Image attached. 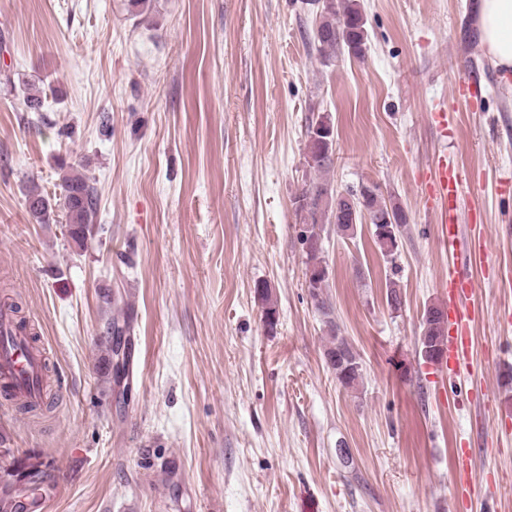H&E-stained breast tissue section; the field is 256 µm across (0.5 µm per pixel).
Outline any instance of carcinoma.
I'll use <instances>...</instances> for the list:
<instances>
[{"mask_svg":"<svg viewBox=\"0 0 512 512\" xmlns=\"http://www.w3.org/2000/svg\"><path fill=\"white\" fill-rule=\"evenodd\" d=\"M368 31L366 19L352 0H321V9L316 19V27L313 35V44L320 61L328 64L342 50L348 51L357 58H362L367 50ZM323 117L319 116L309 123L307 128V153L306 161L309 170L315 173V177L304 182L299 193L293 201L310 199L312 207L307 213L302 209L295 210V216L302 225L299 233L300 242H305V237L320 238L324 231V225L334 224L336 230L346 237L357 235L354 227L363 224L362 219L357 223H351L347 215H336L334 210L328 209V205L321 204L319 192L329 186L324 179L334 163V156L328 154V136L321 132L320 123ZM62 190L64 207L66 211L68 234L72 241L80 248L85 247L91 233L98 211L97 190L76 169L65 174L62 178ZM30 215L38 224H48L52 220L53 207L49 199L37 190L30 191L25 199ZM360 207L366 211L369 223L374 231V243L385 256H394L398 249V242L392 241L381 234V229L388 224L387 218L392 216L400 225L407 224V216L401 207L388 210L386 207L377 206V193L370 192L363 195V203ZM306 271L313 273L321 270L325 259L322 256L323 249L309 247L305 249ZM329 277L325 276L316 280L311 286V298L315 308L328 317L331 336L325 356L329 357L339 351L343 354L344 365L340 367L343 376L338 382L346 389L356 390L362 379V365L359 356L354 351L347 338L339 333L338 325L330 319L331 309L322 297L321 289L327 286ZM133 332L132 318L130 315L117 312L106 319L103 335L99 337V345L103 346L108 357H113L115 352L116 336H131ZM447 342V318L436 304L429 305L424 313L422 321V336L419 339V355L426 362H435L433 351L442 347ZM8 482L16 478L18 484L24 490L35 493L40 484L51 479V474L43 469V463L37 458H30L23 467H7L0 476Z\"/></svg>","mask_w":512,"mask_h":512,"instance_id":"1","label":"carcinoma"}]
</instances>
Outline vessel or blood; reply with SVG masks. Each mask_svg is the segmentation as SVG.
I'll return each instance as SVG.
<instances>
[{
  "instance_id": "1",
  "label": "vessel or blood",
  "mask_w": 512,
  "mask_h": 512,
  "mask_svg": "<svg viewBox=\"0 0 512 512\" xmlns=\"http://www.w3.org/2000/svg\"><path fill=\"white\" fill-rule=\"evenodd\" d=\"M465 188L463 172L457 162L440 159L438 172L426 189L428 202L436 214V236L448 253L447 271L437 286L446 298L448 343L440 365L442 371L455 375L471 363L470 326L476 318L471 297L476 283L470 273L481 259V247L487 227L480 214H473L468 224H459L456 216ZM0 333L12 336V344L0 347V382L31 398H39L40 353L25 348L22 336L14 332L13 320L6 308H0Z\"/></svg>"
}]
</instances>
